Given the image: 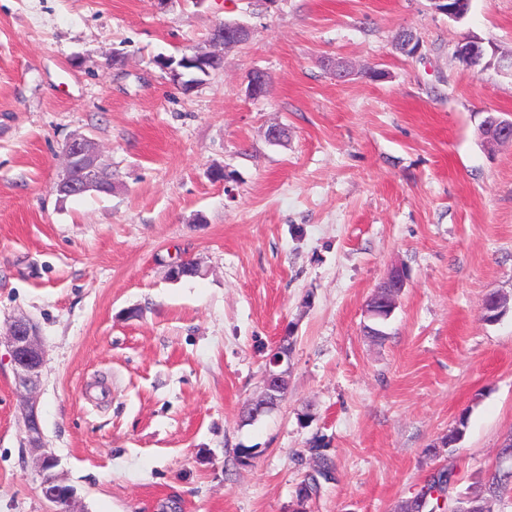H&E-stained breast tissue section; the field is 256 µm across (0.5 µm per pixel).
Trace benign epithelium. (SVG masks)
Returning <instances> with one entry per match:
<instances>
[{
    "mask_svg": "<svg viewBox=\"0 0 512 512\" xmlns=\"http://www.w3.org/2000/svg\"><path fill=\"white\" fill-rule=\"evenodd\" d=\"M440 9L449 17L461 19L467 15L472 0H437ZM250 27L239 21H225L219 24L212 35L229 45H236L249 38ZM458 57L468 66L477 67L484 56L483 49L476 43H465L457 49ZM159 65L170 70L174 79H181L178 69L192 71L200 76L211 73L212 61L199 53L186 54L179 61L171 58L160 60ZM268 77L260 69H255L248 76L247 94L251 98H259L266 93ZM485 141L496 144L512 143V114H489L483 121ZM64 153L68 164L59 178L56 188L59 195L68 198L89 192H109L112 190V179L99 162V156L93 143L81 134L74 135L65 145ZM405 277L399 270L388 271L382 283L369 298L365 316L369 321L364 331L373 336L376 319L394 312L398 297L404 288ZM506 300L496 293L487 295L483 302L484 318L492 320V315L503 311ZM6 342L14 367L17 391L23 404L24 427L27 442L35 465L42 475L40 485L43 498L54 506V512H84L79 508L75 489L66 484L65 478L55 471L58 459L54 451L48 448L39 423L37 413V390L43 368L46 364V353L36 324L28 317L20 315L10 320L5 335H0V343ZM291 357L290 336L281 337L272 350L268 362L265 363L261 390L244 407L251 417L259 419L274 408L288 391V362ZM433 497L439 504L447 506L446 512H470L467 505L468 497L451 498L448 492L435 490Z\"/></svg>",
    "mask_w": 512,
    "mask_h": 512,
    "instance_id": "7a95c632",
    "label": "benign epithelium"
}]
</instances>
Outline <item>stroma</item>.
Here are the masks:
<instances>
[{
  "mask_svg": "<svg viewBox=\"0 0 512 512\" xmlns=\"http://www.w3.org/2000/svg\"><path fill=\"white\" fill-rule=\"evenodd\" d=\"M227 20L250 39L181 90L159 58ZM510 56L512 0L461 20L433 0H0V329H39L40 423L84 512H293L316 444L334 478L307 512H394L447 462L477 491L512 433V308L481 314L512 299V147L478 135L512 113ZM76 133L111 193L59 199ZM181 260L198 275L172 279ZM394 267L376 342L365 305ZM284 335L288 392L243 424ZM40 482L1 344L0 512H47Z\"/></svg>",
  "mask_w": 512,
  "mask_h": 512,
  "instance_id": "stroma-1",
  "label": "stroma"
}]
</instances>
